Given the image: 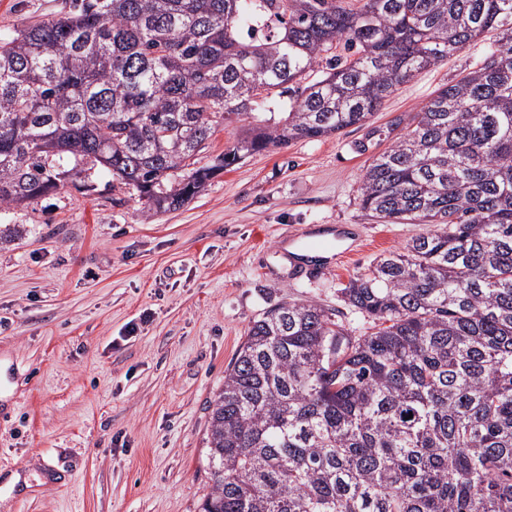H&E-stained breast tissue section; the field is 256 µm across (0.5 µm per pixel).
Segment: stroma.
<instances>
[{
  "label": "stroma",
  "mask_w": 512,
  "mask_h": 512,
  "mask_svg": "<svg viewBox=\"0 0 512 512\" xmlns=\"http://www.w3.org/2000/svg\"><path fill=\"white\" fill-rule=\"evenodd\" d=\"M71 0H0V37ZM487 33L399 86L372 118L410 119L479 63ZM350 127L248 157L178 210L145 218L102 173L0 208V474L35 477L0 512H201L204 438L224 371L253 320L283 301L372 321L340 290L426 224H379L359 204L367 155ZM342 231L340 261L294 266L290 246Z\"/></svg>",
  "instance_id": "stroma-1"
}]
</instances>
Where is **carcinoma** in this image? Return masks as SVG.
Listing matches in <instances>:
<instances>
[{
	"mask_svg": "<svg viewBox=\"0 0 512 512\" xmlns=\"http://www.w3.org/2000/svg\"><path fill=\"white\" fill-rule=\"evenodd\" d=\"M491 31L361 177L373 220L437 225L341 289L373 331L308 301L248 328L211 405L203 512H512V0H71L0 39V207L89 189L98 167L151 216L364 125ZM260 110L284 117L196 166ZM264 116L265 114L244 116L232 123L219 126L211 137L208 147L197 156L198 164H196V166L210 164L215 156L224 153V149L232 144L243 129L256 123V120L263 118Z\"/></svg>",
	"mask_w": 512,
	"mask_h": 512,
	"instance_id": "obj_1",
	"label": "carcinoma"
}]
</instances>
